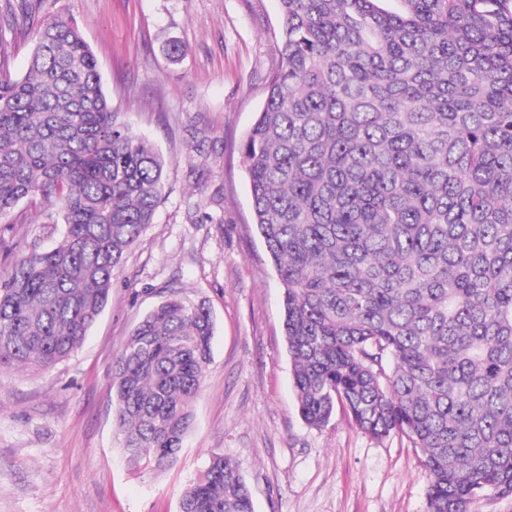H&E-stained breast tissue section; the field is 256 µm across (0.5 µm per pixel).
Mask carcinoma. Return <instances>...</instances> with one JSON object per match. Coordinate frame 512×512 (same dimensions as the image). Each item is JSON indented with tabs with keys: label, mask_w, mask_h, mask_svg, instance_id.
I'll return each instance as SVG.
<instances>
[{
	"label": "carcinoma",
	"mask_w": 512,
	"mask_h": 512,
	"mask_svg": "<svg viewBox=\"0 0 512 512\" xmlns=\"http://www.w3.org/2000/svg\"><path fill=\"white\" fill-rule=\"evenodd\" d=\"M281 67L240 152L284 286L298 414L341 405L420 449L429 512L512 495V0H280ZM166 162L118 121L80 26L0 74V215L64 224L0 273V372L75 352L153 223ZM205 304L162 301L112 362L128 460L173 463L211 358ZM179 512H255L221 454Z\"/></svg>",
	"instance_id": "obj_1"
}]
</instances>
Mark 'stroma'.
Listing matches in <instances>:
<instances>
[{
	"label": "stroma",
	"instance_id": "1",
	"mask_svg": "<svg viewBox=\"0 0 512 512\" xmlns=\"http://www.w3.org/2000/svg\"><path fill=\"white\" fill-rule=\"evenodd\" d=\"M31 22L75 19L110 104L168 162L153 224L112 273L81 348L36 373L0 374V512H178L212 454L236 463L255 512H429L407 438L375 439L343 409L300 419L284 336L283 287L252 222L239 145L280 56L279 0H27ZM180 51L170 55V44ZM37 201L0 217V236L55 246ZM216 322L212 359L176 461L126 463L112 362L171 292Z\"/></svg>",
	"mask_w": 512,
	"mask_h": 512
}]
</instances>
